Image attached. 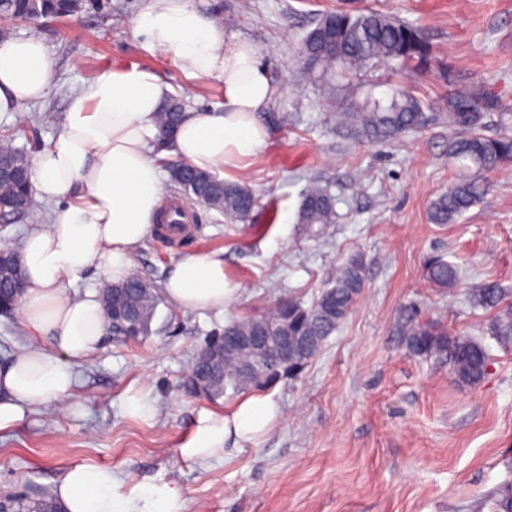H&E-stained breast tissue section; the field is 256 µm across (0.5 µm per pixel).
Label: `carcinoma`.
<instances>
[{"label":"carcinoma","instance_id":"obj_1","mask_svg":"<svg viewBox=\"0 0 512 512\" xmlns=\"http://www.w3.org/2000/svg\"><path fill=\"white\" fill-rule=\"evenodd\" d=\"M110 0H0V19L30 22L43 19H76L88 9H104ZM298 55L313 80L336 104V131L357 139L387 142L431 124H445L451 138L448 153L466 174L454 182L448 193L430 207L434 224H456L479 203L490 189L486 174L512 163V106L477 80L452 82L439 112L415 90L381 77L369 75L402 70L425 69L431 53L424 32L399 17L374 10H336L322 14L301 38ZM182 104L170 100L158 112L157 125L162 143L177 127ZM14 136L0 144V156L18 168L30 167V156L12 145ZM174 189L186 198L216 211L236 223L247 220L258 206V196L249 187L227 182L215 174L196 169L186 162L169 166ZM337 199L328 182L312 179L301 193L296 223L311 237L321 235L328 224L339 219ZM32 185L0 176V219L22 222L30 216ZM428 279L439 286L458 282V266L440 257L429 260ZM366 286V262L354 254L344 260L323 282L310 304L300 298L279 300L266 314L231 322L258 336H278L282 331L299 340L316 337L307 354L295 353L273 374L260 356L245 349L223 358L224 373L209 380L210 400L227 391L237 394L249 389L270 388L282 379L297 376L321 351L328 338L344 322ZM119 287L122 296L120 328L112 335L138 340L149 333L150 324L162 298L154 287L144 289L132 280ZM472 307L491 313L487 335L504 348L512 347V295L494 281L484 280L467 289ZM407 351L415 356H448L455 382L478 385L486 374L489 355L483 340L473 336H450L433 322L418 318L411 309L401 325ZM11 512H55L59 509L50 492L37 487L34 493L19 491L10 498ZM489 512H512V486L489 492L479 505Z\"/></svg>","mask_w":512,"mask_h":512}]
</instances>
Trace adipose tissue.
Listing matches in <instances>:
<instances>
[{
    "label": "adipose tissue",
    "instance_id": "ef3b65f1",
    "mask_svg": "<svg viewBox=\"0 0 512 512\" xmlns=\"http://www.w3.org/2000/svg\"><path fill=\"white\" fill-rule=\"evenodd\" d=\"M135 31L186 78L221 83L224 101L186 110L168 150L156 114L169 87L154 71L108 69L69 92L59 135L33 156L34 194L56 210L50 224L25 235L22 249L20 318L53 347L31 345L0 364V430L26 411L64 402L77 384L76 366L101 346L97 292L74 297L66 287L93 269L112 282L130 277L134 251L159 211L163 163L174 156L215 173L245 164L268 142L262 115L279 86L256 46L197 0H144ZM56 73L57 59L39 37L0 38V114L47 97ZM164 294L181 310L220 311L236 290L221 256L190 255L169 269ZM279 417L272 397L258 392L224 412L201 411L179 454L190 462L228 454L230 446L259 440ZM55 492L66 512H186L178 486L131 485L107 466L72 465Z\"/></svg>",
    "mask_w": 512,
    "mask_h": 512
}]
</instances>
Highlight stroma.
<instances>
[{"label": "stroma", "instance_id": "obj_1", "mask_svg": "<svg viewBox=\"0 0 512 512\" xmlns=\"http://www.w3.org/2000/svg\"><path fill=\"white\" fill-rule=\"evenodd\" d=\"M227 26L256 45L281 91L266 121L265 150L225 179L246 184L273 211L231 223L195 202L194 241L181 246L152 232L137 248L132 274L162 288L170 267L189 255L220 254L236 297L224 312L161 304L140 342L105 336L78 368L64 408L42 407L0 431V494L27 482L53 488L72 464L111 467L133 484L178 485L187 512H476L512 483V348L489 342V367L474 387L458 385L446 360L409 354L403 313L449 335L484 336L491 315L473 309L467 287L498 281L512 290V167L490 175L491 190L457 224H434L429 207L447 192L458 164L447 126L429 125L394 143L336 132L326 96L308 82L297 55L321 13L390 12L419 26L431 47L424 73L400 74L432 107L448 77L482 81L512 104V0H208ZM142 0H112V17L89 10L78 19L12 22L11 37H41L58 62V85L25 111L0 118V136L16 146L48 145L61 131L65 95L106 69H153L172 97L206 108L224 100L211 80L186 79L134 30ZM312 178L333 183L337 223L319 238L296 222ZM362 254L366 288L318 356L295 379L268 393L281 417L258 442L205 463L178 454L200 410L235 403L183 395L179 384L212 333L278 300L311 301L343 259ZM459 266L455 287L426 276L429 258ZM143 385L156 412L143 421L122 412L130 384Z\"/></svg>", "mask_w": 512, "mask_h": 512}]
</instances>
